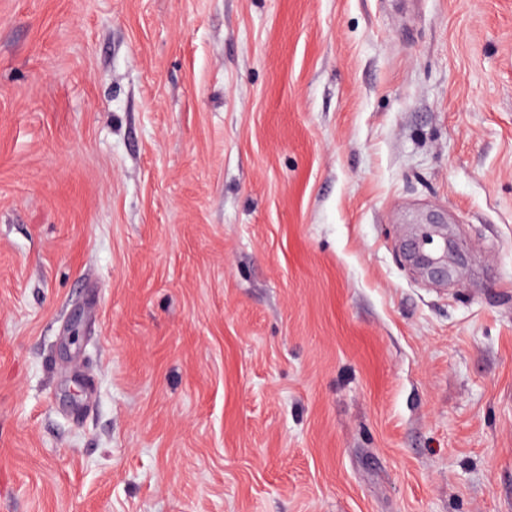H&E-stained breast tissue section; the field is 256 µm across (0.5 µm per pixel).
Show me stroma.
Listing matches in <instances>:
<instances>
[{"mask_svg":"<svg viewBox=\"0 0 512 512\" xmlns=\"http://www.w3.org/2000/svg\"><path fill=\"white\" fill-rule=\"evenodd\" d=\"M0 512H512V0H0ZM411 257L418 266L431 274L443 275L445 272L448 274V267L443 260L426 253L420 243L412 244Z\"/></svg>","mask_w":512,"mask_h":512,"instance_id":"obj_1","label":"stroma"}]
</instances>
